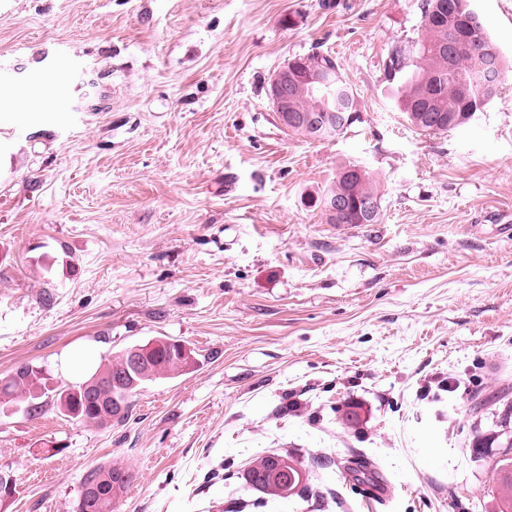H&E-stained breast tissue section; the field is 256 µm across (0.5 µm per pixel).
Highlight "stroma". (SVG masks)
Returning <instances> with one entry per match:
<instances>
[{"instance_id":"1","label":"stroma","mask_w":512,"mask_h":512,"mask_svg":"<svg viewBox=\"0 0 512 512\" xmlns=\"http://www.w3.org/2000/svg\"><path fill=\"white\" fill-rule=\"evenodd\" d=\"M421 0H0V83L57 113L0 124V377L58 385L170 338L188 373L109 427L0 412V512H75L93 466L132 480L114 512H496L493 436L512 403V0H472L507 68L487 112L429 134L382 90ZM332 54L360 120L330 140L267 98L288 58ZM377 224L327 223L345 166ZM297 455L303 497L243 474ZM369 458L367 473L356 472ZM387 497L364 498L368 474Z\"/></svg>"}]
</instances>
